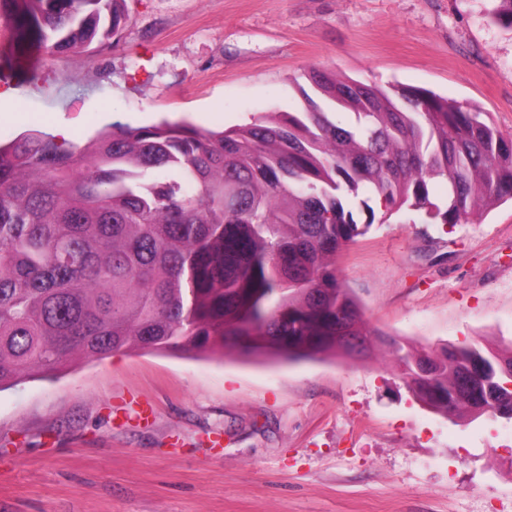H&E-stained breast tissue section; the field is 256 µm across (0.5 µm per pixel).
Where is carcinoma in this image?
I'll return each instance as SVG.
<instances>
[{
	"label": "carcinoma",
	"instance_id": "cac0c4a2",
	"mask_svg": "<svg viewBox=\"0 0 512 512\" xmlns=\"http://www.w3.org/2000/svg\"><path fill=\"white\" fill-rule=\"evenodd\" d=\"M494 2L512 31V0ZM125 13L126 0H0L13 48L45 60L116 36ZM306 78L304 111L220 132L163 122L83 146L0 143V389L122 350L349 358L344 330L372 351L381 332L336 269L375 223L370 202L453 227L512 200V135L489 113L316 67ZM362 194L361 224L343 201ZM386 344L431 411L512 417V351Z\"/></svg>",
	"mask_w": 512,
	"mask_h": 512
}]
</instances>
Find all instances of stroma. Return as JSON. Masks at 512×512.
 <instances>
[{"label":"stroma","instance_id":"35a3bbf8","mask_svg":"<svg viewBox=\"0 0 512 512\" xmlns=\"http://www.w3.org/2000/svg\"><path fill=\"white\" fill-rule=\"evenodd\" d=\"M493 0H127L116 38L35 68L0 24V141L299 112L311 66L478 106L512 134ZM369 327L512 345V203L402 209L345 247ZM0 512H512V424L436 414L367 359L116 352L0 389Z\"/></svg>","mask_w":512,"mask_h":512}]
</instances>
